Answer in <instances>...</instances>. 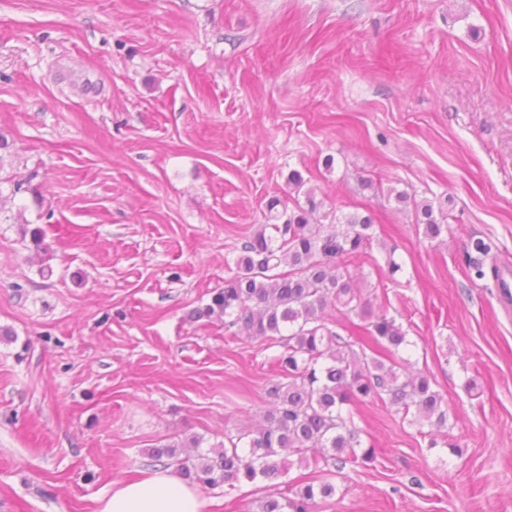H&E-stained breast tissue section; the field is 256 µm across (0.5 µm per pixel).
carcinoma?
I'll use <instances>...</instances> for the list:
<instances>
[{
  "mask_svg": "<svg viewBox=\"0 0 512 512\" xmlns=\"http://www.w3.org/2000/svg\"><path fill=\"white\" fill-rule=\"evenodd\" d=\"M288 187L305 205L281 220L278 202L270 203L267 223L256 226L234 259L236 271L213 292L194 318H224L234 335L279 348L276 378L266 389L261 420L206 450L191 438L195 454L180 458L177 446L153 448L154 465L173 467L203 489L280 480L293 468L320 470L285 481L287 491L251 501L246 512H313L320 501L336 496L333 470L373 460L354 424V408L369 400L396 407L419 428L446 424L443 397L425 371L400 373L408 359L406 333L381 307L374 306L362 280L348 270L349 259L373 237L368 217H336L345 229L312 223L315 190L302 174L288 175ZM395 200L413 205L423 218V234L439 237L448 220L442 205L418 201L406 192ZM288 270L282 271L280 267ZM364 322L360 350L340 331V317Z\"/></svg>",
  "mask_w": 512,
  "mask_h": 512,
  "instance_id": "cac0c4a2",
  "label": "carcinoma"
}]
</instances>
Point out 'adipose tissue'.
<instances>
[{"label": "adipose tissue", "instance_id": "ef3b65f1", "mask_svg": "<svg viewBox=\"0 0 512 512\" xmlns=\"http://www.w3.org/2000/svg\"><path fill=\"white\" fill-rule=\"evenodd\" d=\"M206 498L169 469H148L133 481L113 482L97 512H205Z\"/></svg>", "mask_w": 512, "mask_h": 512}]
</instances>
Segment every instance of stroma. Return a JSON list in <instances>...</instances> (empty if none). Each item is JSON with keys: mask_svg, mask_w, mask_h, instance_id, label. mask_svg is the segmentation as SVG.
Masks as SVG:
<instances>
[{"mask_svg": "<svg viewBox=\"0 0 512 512\" xmlns=\"http://www.w3.org/2000/svg\"><path fill=\"white\" fill-rule=\"evenodd\" d=\"M0 137V512H96L150 449L255 423L274 349L189 315L295 170L315 223L372 216L351 270L449 441L361 405L375 459L314 512H512V0H0ZM395 200L402 205H413L416 216L421 215L423 218V234L425 237L435 239L439 237L444 229V224H447L448 214L445 209L438 203L435 207V202L430 200L416 201L415 197L412 198L406 192L395 193ZM446 222V223H445Z\"/></svg>", "mask_w": 512, "mask_h": 512, "instance_id": "1", "label": "stroma"}]
</instances>
